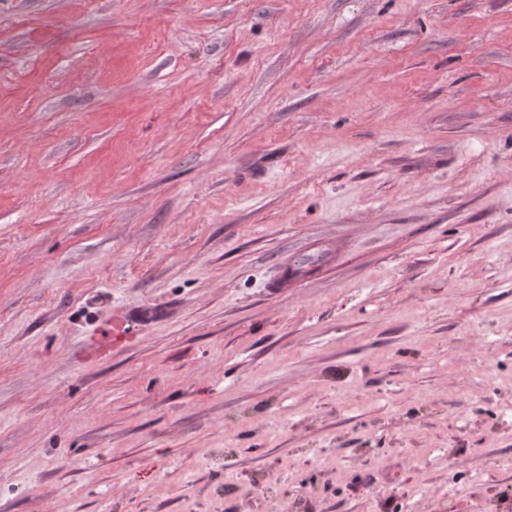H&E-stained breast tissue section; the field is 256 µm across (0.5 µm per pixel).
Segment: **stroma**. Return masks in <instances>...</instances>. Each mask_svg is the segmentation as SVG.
Listing matches in <instances>:
<instances>
[{
  "label": "stroma",
  "instance_id": "35a3bbf8",
  "mask_svg": "<svg viewBox=\"0 0 512 512\" xmlns=\"http://www.w3.org/2000/svg\"><path fill=\"white\" fill-rule=\"evenodd\" d=\"M262 474L512 497V0H0V512Z\"/></svg>",
  "mask_w": 512,
  "mask_h": 512
}]
</instances>
